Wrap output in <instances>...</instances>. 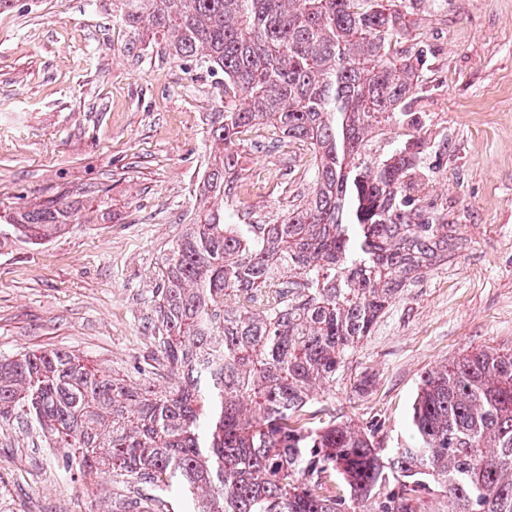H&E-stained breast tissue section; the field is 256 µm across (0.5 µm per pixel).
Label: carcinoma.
Here are the masks:
<instances>
[{
  "mask_svg": "<svg viewBox=\"0 0 512 512\" xmlns=\"http://www.w3.org/2000/svg\"><path fill=\"white\" fill-rule=\"evenodd\" d=\"M177 60H194L243 106L218 113L223 147L204 179L231 194L241 135L268 123L313 154L314 189L276 224H228L206 208L156 290L163 387L99 373L63 349L0 359V435L22 420L66 467L152 493L123 512H512V347L432 368L412 441L300 412L336 376L405 286L448 258L452 225L419 196L432 149L408 111L414 62L396 49L405 0H119ZM408 143L369 158L371 135ZM71 200L0 215V239L32 245L82 223ZM380 135L372 140L373 153L377 151V155L388 154V152L397 144L403 143L408 137L406 127L398 125H390L380 131Z\"/></svg>",
  "mask_w": 512,
  "mask_h": 512,
  "instance_id": "cac0c4a2",
  "label": "carcinoma"
}]
</instances>
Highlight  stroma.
Here are the masks:
<instances>
[{
	"label": "stroma",
	"mask_w": 512,
	"mask_h": 512,
	"mask_svg": "<svg viewBox=\"0 0 512 512\" xmlns=\"http://www.w3.org/2000/svg\"><path fill=\"white\" fill-rule=\"evenodd\" d=\"M400 50L418 57L409 103L435 144L424 201L455 224L445 261L411 282L303 416L382 424L410 440L421 375L466 351L512 345V0H406ZM221 77L162 49L114 0H13L0 9V209L65 197L85 221L39 245L0 243V358L65 348L100 371L159 384L148 323L165 259L203 206L222 150L215 113L239 106ZM224 204L271 224L311 194L313 155L260 124L243 134ZM111 221H101V213ZM64 468L37 427L0 437V512H115L134 497Z\"/></svg>",
	"instance_id": "stroma-1"
}]
</instances>
